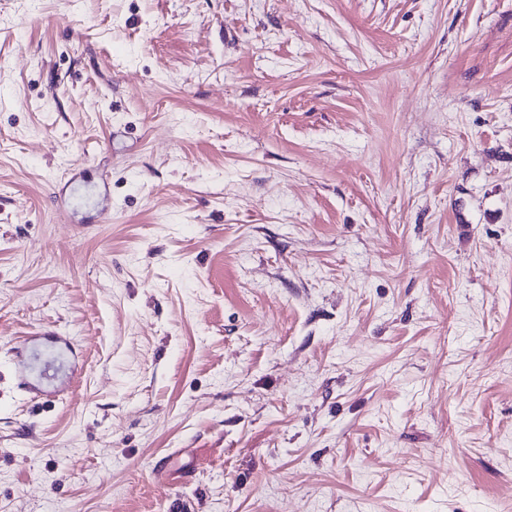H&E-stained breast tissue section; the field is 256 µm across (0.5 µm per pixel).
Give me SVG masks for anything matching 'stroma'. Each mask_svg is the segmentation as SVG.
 I'll list each match as a JSON object with an SVG mask.
<instances>
[{"label": "stroma", "mask_w": 512, "mask_h": 512, "mask_svg": "<svg viewBox=\"0 0 512 512\" xmlns=\"http://www.w3.org/2000/svg\"><path fill=\"white\" fill-rule=\"evenodd\" d=\"M512 512V0H0V512Z\"/></svg>", "instance_id": "35a3bbf8"}]
</instances>
